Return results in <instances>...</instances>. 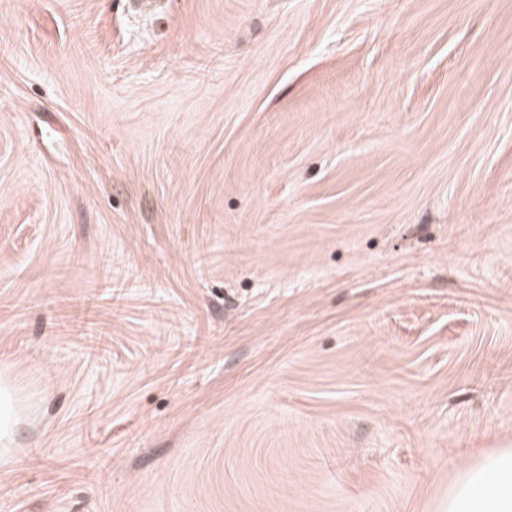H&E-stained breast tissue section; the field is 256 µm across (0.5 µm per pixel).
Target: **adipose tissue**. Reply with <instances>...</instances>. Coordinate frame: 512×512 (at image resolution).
Returning <instances> with one entry per match:
<instances>
[{
  "label": "adipose tissue",
  "instance_id": "ef3b65f1",
  "mask_svg": "<svg viewBox=\"0 0 512 512\" xmlns=\"http://www.w3.org/2000/svg\"><path fill=\"white\" fill-rule=\"evenodd\" d=\"M437 512H512V448L462 466Z\"/></svg>",
  "mask_w": 512,
  "mask_h": 512
}]
</instances>
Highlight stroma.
Masks as SVG:
<instances>
[{
    "instance_id": "35a3bbf8",
    "label": "stroma",
    "mask_w": 512,
    "mask_h": 512,
    "mask_svg": "<svg viewBox=\"0 0 512 512\" xmlns=\"http://www.w3.org/2000/svg\"><path fill=\"white\" fill-rule=\"evenodd\" d=\"M159 2L0 0V512H436L512 448V0ZM92 317L87 315L85 321H77L76 323H71L70 327L73 330L79 332V336L84 337L87 342V349L89 350V355L96 357L99 360L106 361L105 355L109 354L110 351L106 349L107 345L105 344L106 340L109 339L105 331H102L99 328H96L98 325L97 322L89 321Z\"/></svg>"
}]
</instances>
